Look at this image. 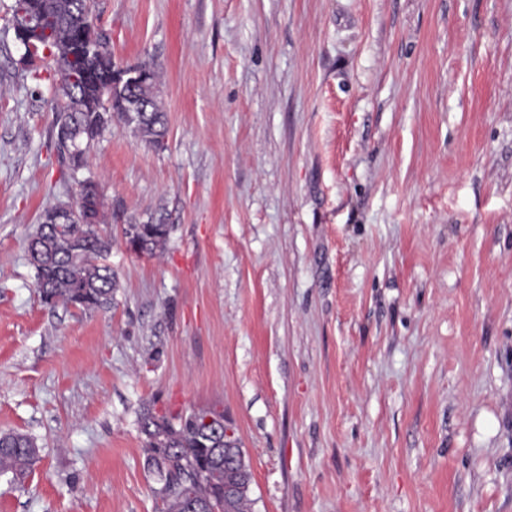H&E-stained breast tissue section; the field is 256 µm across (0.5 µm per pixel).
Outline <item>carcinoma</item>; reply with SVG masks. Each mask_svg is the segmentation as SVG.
<instances>
[{
    "mask_svg": "<svg viewBox=\"0 0 512 512\" xmlns=\"http://www.w3.org/2000/svg\"><path fill=\"white\" fill-rule=\"evenodd\" d=\"M36 10L40 24L34 38L49 53L29 60V67L40 69L51 58L58 72L53 105L52 132L61 161H66V141H77L84 152L119 120L146 145L160 148L167 132L165 113L158 102V77L148 62L137 65L144 78L132 85L117 83L118 68L112 60L108 39L99 37L88 49L80 46L81 33L90 21L88 0H15L12 13ZM77 203L82 221L76 224L40 222L28 242L35 284L43 304L53 307L62 302L84 311L105 309L112 304L117 281L112 271L97 262L108 253L112 240L96 229L101 195L92 189H79ZM163 219L128 224L126 238L136 239L145 254L163 249L169 236ZM224 417L215 408L200 409L187 417L174 419L147 407L139 416L144 436L147 469L156 474L160 487L155 493L161 512H183L174 484L189 483L198 499L209 501L221 512H250L248 499L252 473L246 462L224 466V452L201 447L206 416ZM40 449L26 434H0V477L21 484L33 472ZM237 488L233 498L224 499V487Z\"/></svg>",
    "mask_w": 512,
    "mask_h": 512,
    "instance_id": "carcinoma-1",
    "label": "carcinoma"
}]
</instances>
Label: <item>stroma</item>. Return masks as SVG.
<instances>
[{
    "instance_id": "stroma-1",
    "label": "stroma",
    "mask_w": 512,
    "mask_h": 512,
    "mask_svg": "<svg viewBox=\"0 0 512 512\" xmlns=\"http://www.w3.org/2000/svg\"><path fill=\"white\" fill-rule=\"evenodd\" d=\"M0 0V512H158L138 415L223 411L252 512H512V0H93L168 134L87 169L110 308L43 305L26 241L77 200L57 76ZM160 218L161 252L125 225ZM40 449L26 434H0V477L9 476L11 484H22L40 459Z\"/></svg>"
}]
</instances>
